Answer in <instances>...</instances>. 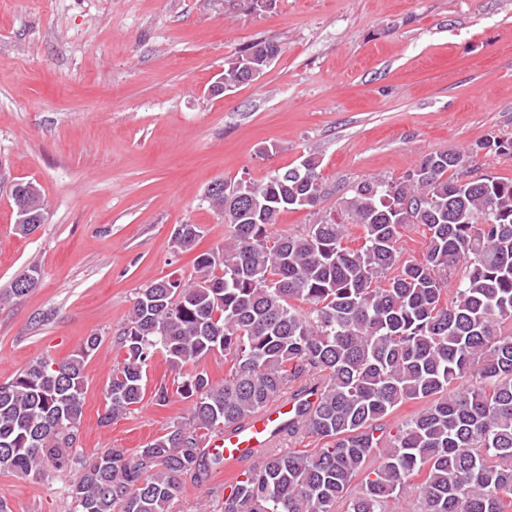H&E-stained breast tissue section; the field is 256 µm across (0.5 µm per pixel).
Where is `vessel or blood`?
Wrapping results in <instances>:
<instances>
[{"label": "vessel or blood", "mask_w": 512, "mask_h": 512, "mask_svg": "<svg viewBox=\"0 0 512 512\" xmlns=\"http://www.w3.org/2000/svg\"><path fill=\"white\" fill-rule=\"evenodd\" d=\"M294 413V402L288 397H281L242 426L217 435L212 442L213 450L222 455L228 465L256 458L264 450L276 445Z\"/></svg>", "instance_id": "1"}]
</instances>
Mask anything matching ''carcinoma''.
<instances>
[{
  "label": "carcinoma",
  "instance_id": "1",
  "mask_svg": "<svg viewBox=\"0 0 512 512\" xmlns=\"http://www.w3.org/2000/svg\"><path fill=\"white\" fill-rule=\"evenodd\" d=\"M281 47L257 41L224 68V90L253 81ZM318 157L258 182L223 181L205 200L224 218V244L198 254L196 280L139 289L120 333L101 423L144 397V372L163 352L178 377L169 393L189 417L134 453L76 456L87 337L69 359L38 358L0 384V470L73 474L77 512H169L184 475L223 463L207 436L239 425L284 393L298 399L288 436L323 440L286 448L236 477L220 512H512V180L470 174V155L431 152L401 180L347 188L337 217L274 235L281 212L316 207L326 189ZM16 226L39 228L45 202L32 181L12 188ZM362 243L347 245L348 225ZM424 227L420 260L403 258V230ZM202 229L180 224L174 247L193 249ZM32 264L0 300L28 293ZM307 307H302V304ZM224 356V381L186 371ZM407 400L425 406L395 431L383 420ZM380 464L372 466L374 458Z\"/></svg>",
  "mask_w": 512,
  "mask_h": 512
}]
</instances>
